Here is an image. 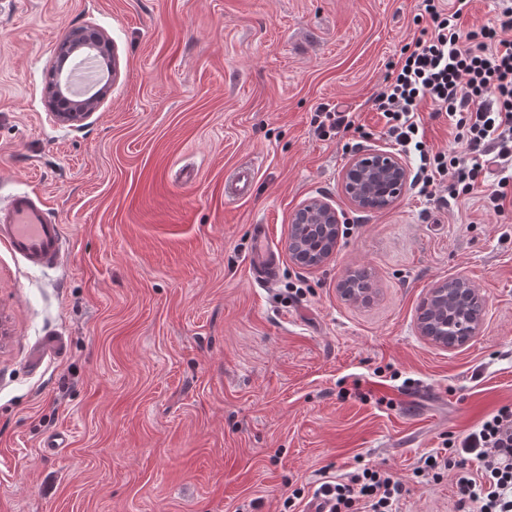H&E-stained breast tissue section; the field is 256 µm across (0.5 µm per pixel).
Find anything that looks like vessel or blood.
I'll list each match as a JSON object with an SVG mask.
<instances>
[{
  "label": "vessel or blood",
  "mask_w": 512,
  "mask_h": 512,
  "mask_svg": "<svg viewBox=\"0 0 512 512\" xmlns=\"http://www.w3.org/2000/svg\"><path fill=\"white\" fill-rule=\"evenodd\" d=\"M253 170L244 167L235 172L225 186L227 195L240 198L250 194ZM0 241L37 266L57 262L64 243L63 229L46 202L29 194L14 196L0 221Z\"/></svg>",
  "instance_id": "obj_1"
}]
</instances>
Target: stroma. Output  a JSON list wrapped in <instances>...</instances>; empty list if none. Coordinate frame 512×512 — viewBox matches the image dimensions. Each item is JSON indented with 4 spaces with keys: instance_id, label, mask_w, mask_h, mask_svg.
I'll return each instance as SVG.
<instances>
[{
    "instance_id": "obj_1",
    "label": "stroma",
    "mask_w": 512,
    "mask_h": 512,
    "mask_svg": "<svg viewBox=\"0 0 512 512\" xmlns=\"http://www.w3.org/2000/svg\"><path fill=\"white\" fill-rule=\"evenodd\" d=\"M420 5L0 0V206L38 194L65 236L47 267L0 243V512H300L295 489L361 461L403 482L397 512H455L451 474L414 469L512 406V207L443 185L362 210L342 186L389 146L374 95ZM84 27L117 72L68 126L45 97ZM324 107L354 128L320 137ZM248 165L250 196L226 197ZM312 199L344 229L305 266L288 239ZM355 271L369 300L342 291ZM458 277L487 306L446 348L418 317Z\"/></svg>"
}]
</instances>
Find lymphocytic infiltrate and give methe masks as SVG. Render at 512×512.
Segmentation results:
<instances>
[{
    "mask_svg": "<svg viewBox=\"0 0 512 512\" xmlns=\"http://www.w3.org/2000/svg\"><path fill=\"white\" fill-rule=\"evenodd\" d=\"M470 0H422L432 28L405 45L375 95L386 136L414 149L420 164V191L436 176H450V193L468 196L489 170L498 182L487 185L484 203L503 212L512 186V6L493 23L465 32L461 18ZM447 115L461 153L427 146L418 119L422 103ZM447 455L425 458L416 473L452 472L457 512H512V407L482 419L464 437L448 438ZM403 492L399 480L378 469L355 471L320 482L313 492L317 512H395Z\"/></svg>",
    "mask_w": 512,
    "mask_h": 512,
    "instance_id": "f902f5d3",
    "label": "lymphocytic infiltrate"
}]
</instances>
